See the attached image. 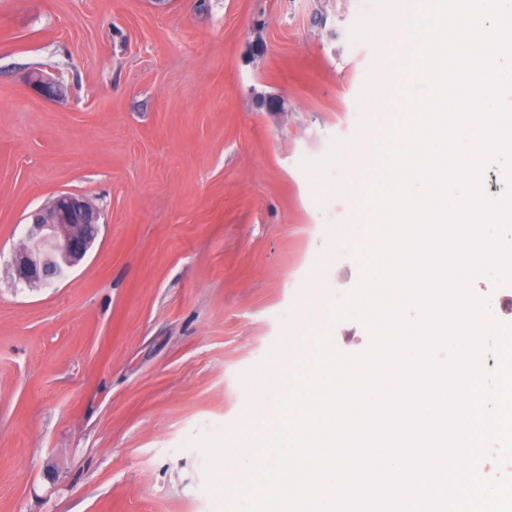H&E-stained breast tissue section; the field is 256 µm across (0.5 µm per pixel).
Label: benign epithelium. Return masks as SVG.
I'll list each match as a JSON object with an SVG mask.
<instances>
[{
    "label": "benign epithelium",
    "mask_w": 512,
    "mask_h": 512,
    "mask_svg": "<svg viewBox=\"0 0 512 512\" xmlns=\"http://www.w3.org/2000/svg\"><path fill=\"white\" fill-rule=\"evenodd\" d=\"M28 86L45 98H61L65 86L39 72ZM101 214L86 198L61 192L28 215L22 244L13 250L11 266L18 281L51 285L65 280L87 255L99 231Z\"/></svg>",
    "instance_id": "benign-epithelium-1"
}]
</instances>
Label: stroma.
I'll return each instance as SVG.
<instances>
[{"instance_id": "1", "label": "stroma", "mask_w": 512, "mask_h": 512, "mask_svg": "<svg viewBox=\"0 0 512 512\" xmlns=\"http://www.w3.org/2000/svg\"><path fill=\"white\" fill-rule=\"evenodd\" d=\"M369 3L0 0V512H213L186 440L243 413L294 305L360 279L351 200H316L300 163L367 135ZM61 192L98 236L26 286L11 253ZM28 86L37 95L45 98H61L65 95V86L60 80H53L45 74L38 72L28 77Z\"/></svg>"}]
</instances>
